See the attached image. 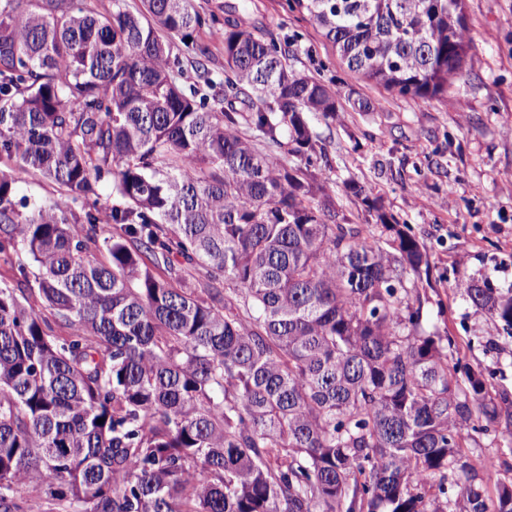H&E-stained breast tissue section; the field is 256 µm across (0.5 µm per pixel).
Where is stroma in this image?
<instances>
[{
  "label": "stroma",
  "mask_w": 512,
  "mask_h": 512,
  "mask_svg": "<svg viewBox=\"0 0 512 512\" xmlns=\"http://www.w3.org/2000/svg\"><path fill=\"white\" fill-rule=\"evenodd\" d=\"M219 18L276 40H294V64L371 106H344L317 122L333 168L336 208L361 224L360 200L340 185L352 178L380 196L386 211L430 256L421 291L422 325L451 336L461 365L482 372L490 391L512 393V330L470 304L465 284L512 287V0H466L474 47L464 74L440 100L400 97L350 71L309 16L286 0H196ZM473 464L494 460L512 477V432L480 436Z\"/></svg>",
  "instance_id": "obj_1"
}]
</instances>
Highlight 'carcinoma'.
<instances>
[{"label": "carcinoma", "mask_w": 512, "mask_h": 512, "mask_svg": "<svg viewBox=\"0 0 512 512\" xmlns=\"http://www.w3.org/2000/svg\"><path fill=\"white\" fill-rule=\"evenodd\" d=\"M287 4L403 97L472 50L464 0ZM201 31L224 69L194 43L186 86ZM292 46L195 0H0V159L62 191L24 217L0 168V512H512L463 432L512 394L422 329L429 255L381 199L344 181L386 249L336 211L313 120L340 102ZM467 297L512 329V288Z\"/></svg>", "instance_id": "carcinoma-1"}]
</instances>
